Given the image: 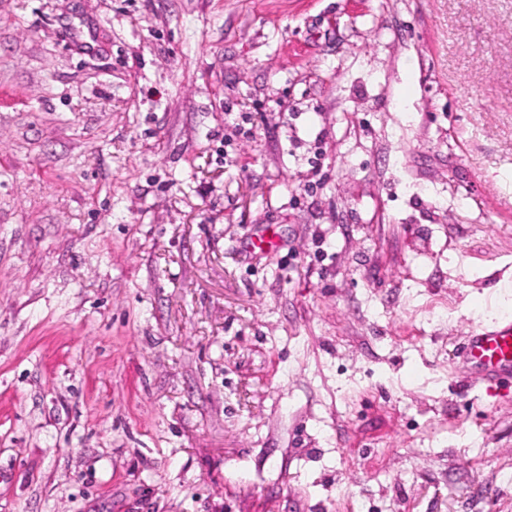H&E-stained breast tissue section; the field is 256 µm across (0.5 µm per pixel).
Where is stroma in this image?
I'll return each instance as SVG.
<instances>
[{
  "mask_svg": "<svg viewBox=\"0 0 512 512\" xmlns=\"http://www.w3.org/2000/svg\"><path fill=\"white\" fill-rule=\"evenodd\" d=\"M493 309L512 0H0V512H512ZM458 357L469 378L485 384L512 375V314H503L493 325L472 327Z\"/></svg>",
  "mask_w": 512,
  "mask_h": 512,
  "instance_id": "stroma-1",
  "label": "stroma"
}]
</instances>
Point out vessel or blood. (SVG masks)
<instances>
[{"label":"vessel or blood","mask_w":512,"mask_h":512,"mask_svg":"<svg viewBox=\"0 0 512 512\" xmlns=\"http://www.w3.org/2000/svg\"><path fill=\"white\" fill-rule=\"evenodd\" d=\"M458 356L469 378L483 383L512 375V314H503L491 325L472 327Z\"/></svg>","instance_id":"vessel-or-blood-1"}]
</instances>
